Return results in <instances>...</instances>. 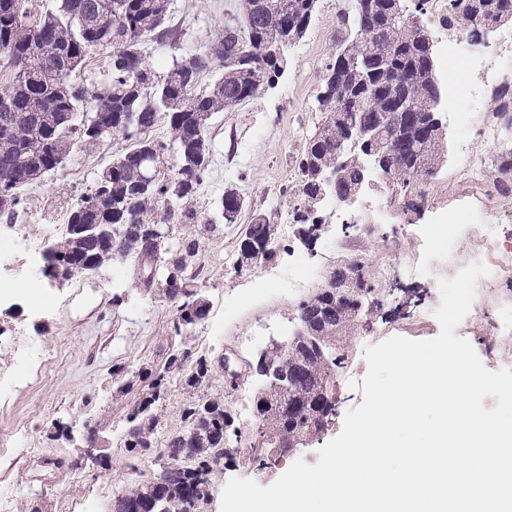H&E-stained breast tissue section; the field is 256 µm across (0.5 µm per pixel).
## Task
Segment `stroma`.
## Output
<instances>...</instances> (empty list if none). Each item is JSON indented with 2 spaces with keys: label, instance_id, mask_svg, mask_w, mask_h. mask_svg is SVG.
I'll list each match as a JSON object with an SVG mask.
<instances>
[{
  "label": "stroma",
  "instance_id": "stroma-1",
  "mask_svg": "<svg viewBox=\"0 0 512 512\" xmlns=\"http://www.w3.org/2000/svg\"><path fill=\"white\" fill-rule=\"evenodd\" d=\"M347 2L318 0L311 27L289 51L274 87L257 99L214 113L205 130L211 164L194 199L198 220L181 231L202 241L198 286L208 314L184 333L181 343L195 357L235 358L237 381L228 382L218 372L211 384L232 409L237 447L249 446L255 438L254 396L261 378L254 366L261 352L271 341L284 342L293 335L298 305L324 285L319 279L305 288H288L283 276L289 262L299 256L330 273L347 266L338 247L350 244L369 274L384 268L389 279L379 291L378 304L364 307L340 340L346 360L336 374V414L327 430L265 469L237 459L224 463L212 474L210 494L199 512H220L221 494L230 478H250L267 486L296 459L315 464L319 449L340 433L345 413L363 401L364 348L392 336H438V277H454L473 253L486 247L495 227L512 231V191L496 190L489 178L476 196L457 189L466 155L492 164L502 149V138L494 133L498 122L493 111L498 89L512 81V69L481 83L466 134H459L450 112H442L447 160L428 180L427 201L420 212L393 208L386 221L373 224L363 205L340 216L326 208L325 229L309 241L289 223L296 162L321 122L314 101L323 68L335 52L337 12ZM239 4L240 0H169L167 21L178 26L182 36L171 45L146 43V63L161 76L165 62L202 52L227 17L238 14ZM132 146V139L120 134L104 136L91 148L75 144L62 168L21 192L13 223L0 217V231L17 227L22 234L15 254L0 266V281L27 276L31 250L62 237L71 206L90 193L101 172ZM229 188L244 200L234 224L222 223L219 214L221 197ZM452 207L467 211L464 223H437V215ZM260 214L276 226L275 255L264 264L237 270L239 242ZM211 222L216 231H206ZM418 225L450 238L451 248L425 249L412 234ZM43 299L51 311L38 321L30 317L26 301L0 302V380L16 347L43 360L38 373L14 381L7 399L0 400V512H86L91 505L97 512H111L118 496L161 469L158 458L136 460L127 451V417L140 392L119 390L112 371L163 364L173 345L176 307L158 288L141 285L130 260L113 261L93 276L51 284ZM508 300L512 301V283L484 289L475 309L455 330L492 371L512 369V323L499 318ZM188 399L180 373H173L157 408L158 443L183 430L182 410ZM60 421L73 427L75 441L54 437V425Z\"/></svg>",
  "mask_w": 512,
  "mask_h": 512
}]
</instances>
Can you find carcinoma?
<instances>
[{
	"mask_svg": "<svg viewBox=\"0 0 512 512\" xmlns=\"http://www.w3.org/2000/svg\"><path fill=\"white\" fill-rule=\"evenodd\" d=\"M242 20L224 23L235 32L214 33L208 46L223 48V58L207 65L203 55L176 60L160 80L144 61L147 39L174 43L180 33L165 24L168 0H51L34 21L25 0H0V64L27 58L30 68L0 87V216L12 222L20 191L56 170L74 143L96 145L111 133L128 138L152 128L158 116L167 118L172 145L144 140L106 168L92 192L71 208L66 233L47 252L45 274L74 268L95 272L115 258H133L147 271L146 282L160 288L176 306L174 336L203 320L207 303L197 297L200 241L188 235L171 245L169 238L149 235L156 226L173 230L197 221L190 206L211 163L205 138L212 114L257 98L283 74L285 58L307 33L318 0H240ZM352 0L338 13L336 51L325 64L315 111L321 124L306 152L298 159V197L288 213L298 232L309 235L322 223L320 209L332 196L326 183L337 171L336 187L360 193L368 167L378 165L382 178L400 198L418 195L420 183L437 172L443 146L437 129L409 121L434 109L430 62L413 15H424L429 0L409 10L407 0ZM448 0L442 25L467 35L477 12L501 16V0ZM371 22L382 29L365 37ZM111 35L108 80L94 87L72 80L87 56L100 48L99 33ZM216 71L209 86L199 88L205 70ZM174 148L173 177L149 187L141 182L146 162L162 167ZM243 207L229 189L221 199L226 224L237 221ZM275 225L257 217L239 245L238 261L253 257L260 265L274 255ZM350 280L336 285L331 273L325 288L300 303L302 336L265 354L266 363L285 377V384H262L254 402L258 416L257 449L269 453L290 449L293 442L319 434L334 411L338 359L336 342L354 321L373 292L364 266L348 267ZM189 351L175 349L162 366H146L132 376L112 371L119 389L147 384L130 414L125 447L132 457L150 454L169 459L187 456L193 468L181 471L177 483L184 492L185 512H197L208 495L210 476L219 460L236 458L229 431L234 424L224 397L205 392L219 360L204 355L185 376L191 394L184 405V430L158 447L157 405L164 399L169 374L181 369ZM118 512H153L147 484L119 496Z\"/></svg>",
	"mask_w": 512,
	"mask_h": 512,
	"instance_id": "cac0c4a2",
	"label": "carcinoma"
}]
</instances>
